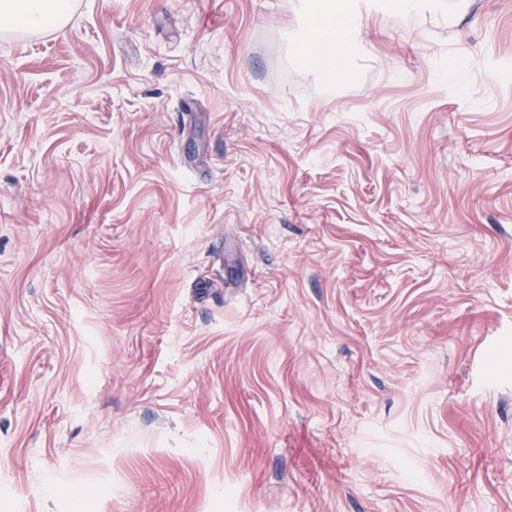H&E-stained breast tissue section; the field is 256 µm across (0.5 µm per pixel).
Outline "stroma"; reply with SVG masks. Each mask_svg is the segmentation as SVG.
<instances>
[{
	"instance_id": "1",
	"label": "stroma",
	"mask_w": 512,
	"mask_h": 512,
	"mask_svg": "<svg viewBox=\"0 0 512 512\" xmlns=\"http://www.w3.org/2000/svg\"><path fill=\"white\" fill-rule=\"evenodd\" d=\"M385 5L0 33V512H512V0ZM296 11L306 25L289 39L299 58L324 71L336 69V46L353 40L357 18L341 1L298 0Z\"/></svg>"
}]
</instances>
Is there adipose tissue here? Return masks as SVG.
<instances>
[{"label":"adipose tissue","instance_id":"adipose-tissue-1","mask_svg":"<svg viewBox=\"0 0 512 512\" xmlns=\"http://www.w3.org/2000/svg\"><path fill=\"white\" fill-rule=\"evenodd\" d=\"M69 8V0H0V24L25 30L56 27ZM296 10L305 25L290 37V47L306 65L335 70L336 47L355 37L356 16L342 0H298Z\"/></svg>","mask_w":512,"mask_h":512}]
</instances>
